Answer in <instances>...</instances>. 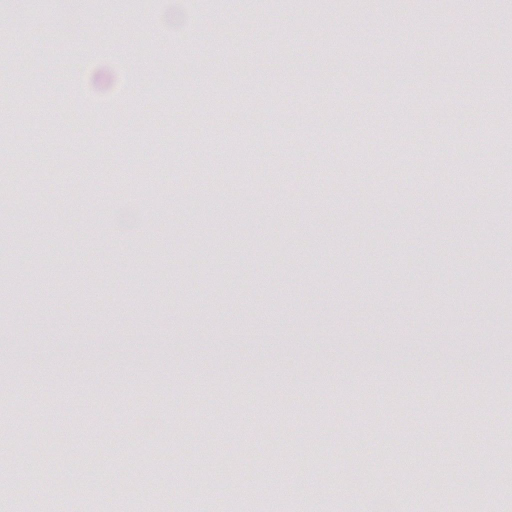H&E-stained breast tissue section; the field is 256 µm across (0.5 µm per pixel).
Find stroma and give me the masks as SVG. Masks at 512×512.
<instances>
[{"mask_svg": "<svg viewBox=\"0 0 512 512\" xmlns=\"http://www.w3.org/2000/svg\"><path fill=\"white\" fill-rule=\"evenodd\" d=\"M41 2L0 0V58L23 49L48 73L21 100L23 73L0 68V108L39 119L0 124V182L20 185L0 200V268L20 247L66 267L20 293L0 282V387L28 403L23 427H0V512H129L152 490L147 512H183L206 448L239 483L211 482L196 512L279 497L288 512H375L384 498L394 512H512L480 495L502 479L490 448L512 439V400L477 403L512 361V207L475 208L464 234L448 220L477 179L467 152L512 174V136H481L512 125V0H76L65 27L63 0ZM490 41L501 52L483 54ZM233 57L247 68L230 76ZM123 77L137 100H114ZM203 81L219 96L195 94ZM400 112L421 154L406 152ZM157 113L163 154L131 153ZM220 129L254 161L224 162V187L193 194ZM12 140L23 157H5ZM422 174L399 230L391 207ZM234 253L257 299L242 297ZM309 263L322 280L302 275ZM134 264L153 266L149 287ZM404 364L435 374L415 385ZM459 473L472 484H449Z\"/></svg>", "mask_w": 512, "mask_h": 512, "instance_id": "stroma-1", "label": "stroma"}]
</instances>
